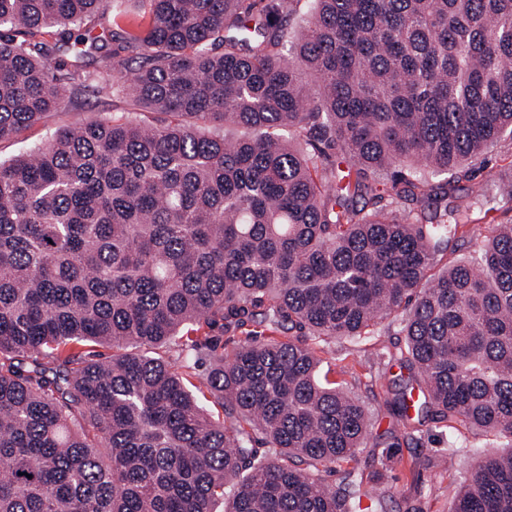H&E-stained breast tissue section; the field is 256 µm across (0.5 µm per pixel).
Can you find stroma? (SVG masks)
Instances as JSON below:
<instances>
[{
	"label": "stroma",
	"instance_id": "1",
	"mask_svg": "<svg viewBox=\"0 0 512 512\" xmlns=\"http://www.w3.org/2000/svg\"><path fill=\"white\" fill-rule=\"evenodd\" d=\"M123 103L107 104L89 100L80 108L62 104L48 121L35 124L13 139L0 142V159L11 160L27 149L48 142L55 131L66 125L87 123L107 113L123 112ZM475 179L485 185L486 196L482 204L471 205L465 192H458L456 205L468 208L473 223L480 225L503 224L512 217V198L502 196L495 183L504 174L512 173V141H500L472 166ZM398 326L380 330L378 335L355 341L325 344L314 342L320 360V372L328 380L346 385L360 396L371 415V446L359 449L357 465L364 472L379 467L380 451L375 444L389 438L396 420L389 413L385 400L390 397L393 382L401 380L404 371L391 363L389 354L394 344L402 343ZM465 446L453 469L446 470L438 461L448 449L449 439ZM399 446L390 468L380 484L390 512H449L455 492L469 478L477 455L493 451L500 442L494 437L462 426L446 429L431 425L420 443L414 444L399 435Z\"/></svg>",
	"mask_w": 512,
	"mask_h": 512
}]
</instances>
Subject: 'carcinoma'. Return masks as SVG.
I'll return each mask as SVG.
<instances>
[{"instance_id":"obj_1","label":"carcinoma","mask_w":512,"mask_h":512,"mask_svg":"<svg viewBox=\"0 0 512 512\" xmlns=\"http://www.w3.org/2000/svg\"><path fill=\"white\" fill-rule=\"evenodd\" d=\"M141 3L0 0V141L58 74L127 107L0 161V512H387L349 468L368 411L307 344L383 323L410 439L507 448L451 512H512V224L444 263L512 136V0ZM171 347L212 361L196 389Z\"/></svg>"}]
</instances>
